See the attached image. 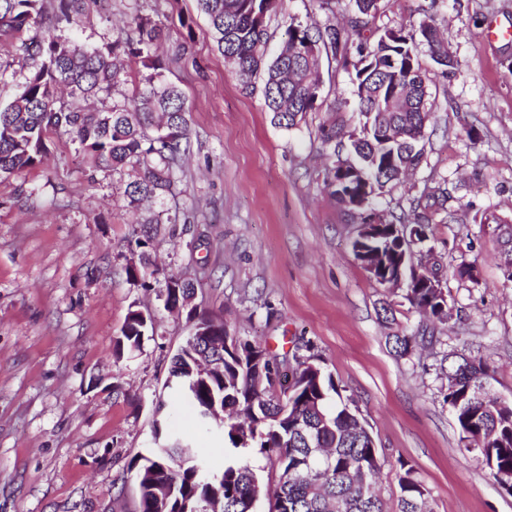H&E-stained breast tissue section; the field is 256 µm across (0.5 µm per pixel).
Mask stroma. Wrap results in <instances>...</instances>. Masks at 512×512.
Listing matches in <instances>:
<instances>
[{
  "mask_svg": "<svg viewBox=\"0 0 512 512\" xmlns=\"http://www.w3.org/2000/svg\"><path fill=\"white\" fill-rule=\"evenodd\" d=\"M73 21L43 0L44 34L92 47L111 42L133 13L161 23L188 53L165 76L191 108V147L179 193L128 207L126 173L112 171L61 131L48 132L43 164L0 175V512H137L129 470L168 431L200 459L220 458L192 406L165 384L172 356L193 330L167 312L168 276L193 280L198 311L276 353L311 344L352 399L379 448L378 491L397 512L400 466L412 467L431 512H512L481 460L463 453L444 400L448 354L486 360L492 387L512 399V281L503 274L499 220L512 221V0H390L388 27L416 26L435 8L455 66L431 72L432 119L416 172L380 202L410 213L424 189L443 190L426 215L442 268L475 263L478 283L448 278L453 316L425 350L398 355L394 339L425 326L352 253L359 220L330 194L317 131L339 106L358 121L351 74L325 61L322 110L286 130L260 92L216 50L195 0H82ZM350 0L327 15L318 0H285L271 16L270 53L288 17L343 24ZM30 73L14 40H0V106ZM485 214L487 223L474 220ZM153 236L155 281L126 269L141 227ZM154 320L140 351L115 359L130 310Z\"/></svg>",
  "mask_w": 512,
  "mask_h": 512,
  "instance_id": "stroma-1",
  "label": "stroma"
}]
</instances>
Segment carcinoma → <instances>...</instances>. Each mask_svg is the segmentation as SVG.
<instances>
[{
  "label": "carcinoma",
  "instance_id": "1",
  "mask_svg": "<svg viewBox=\"0 0 512 512\" xmlns=\"http://www.w3.org/2000/svg\"><path fill=\"white\" fill-rule=\"evenodd\" d=\"M352 2L353 14L343 27L331 22L313 27L293 18L285 26L282 42L317 44L318 55L279 54L271 59L262 20L283 8V0H197L224 61L243 75L262 74L264 107L278 127L294 128L322 106L323 57L331 55L345 71H354L357 112L369 131L344 141L336 121L319 127L322 144L331 150L332 195L346 207L364 193L365 184L352 172H363L373 183L382 179L390 191L402 182L399 168L414 170L423 161L420 143L432 112L427 72L412 59L416 40L427 43L435 64L454 65L435 13L425 12L411 33L377 27L371 42L365 32L385 13L386 4ZM57 11L58 18L69 21L80 13L81 0H58ZM42 20L40 0H0V39L20 41L31 60L23 91L0 107V174L43 163L46 132L62 129L112 170H138L125 190L129 207L175 194L184 173L180 160L190 143V108L181 89L164 78L166 63L157 55L168 39L164 28L136 14L112 36V44L89 48L76 40L24 37ZM133 58L151 74L133 83L131 96L112 101V107H91L89 100L100 92L129 82L128 61ZM358 212L363 223L373 217L380 221L352 242L355 251L383 256L375 281L381 285L404 276L403 298L441 321L444 299L409 273L410 264L429 258L431 250L402 247L400 225L387 220L385 211L367 205ZM134 243L139 263L128 268V275L149 288L151 240L138 237ZM168 281L180 283V288L176 295L165 292L166 305L196 291L191 280L171 276ZM193 320L195 328L207 333L203 342L224 344V372L200 375L183 346L172 358V386L195 404L203 426L223 438L225 462L206 481L202 465L184 457L176 443L155 437V447L130 463L138 486V512H207L215 498L224 501L223 512H254V501L281 495L288 512H383L375 492L380 471L375 439L320 358L295 352L280 356L232 333L220 319L196 314ZM151 328L150 315L129 311L115 354L140 350ZM425 343L432 339L396 337L403 356ZM281 374L295 380L285 414L276 384ZM490 379L485 360H452L445 401L461 444L480 439V459L498 483L512 473V401L492 392ZM254 454L269 461L268 477L259 476L250 465L248 457ZM399 488V512H428L426 489L412 468L399 475Z\"/></svg>",
  "mask_w": 512,
  "mask_h": 512
}]
</instances>
